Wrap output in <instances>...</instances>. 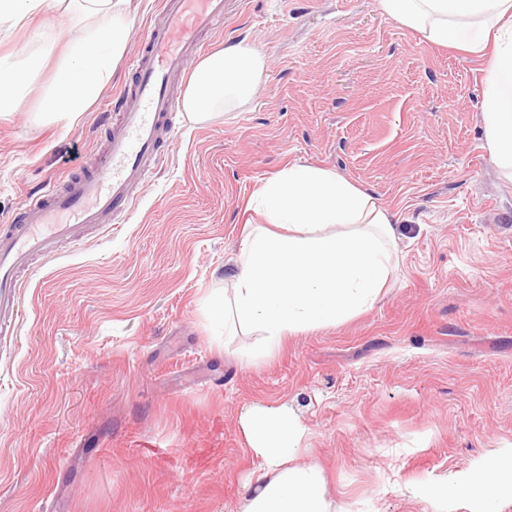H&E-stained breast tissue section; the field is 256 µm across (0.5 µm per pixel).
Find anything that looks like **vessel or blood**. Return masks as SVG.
<instances>
[{
	"label": "vessel or blood",
	"mask_w": 512,
	"mask_h": 512,
	"mask_svg": "<svg viewBox=\"0 0 512 512\" xmlns=\"http://www.w3.org/2000/svg\"><path fill=\"white\" fill-rule=\"evenodd\" d=\"M231 0H161L130 63V79L112 100L104 157L89 169L52 180L27 195L12 223L0 226V324L21 315V286L34 260L80 249L90 229L109 227L134 208L136 190L153 178L181 110L177 83L187 82L206 35Z\"/></svg>",
	"instance_id": "vessel-or-blood-1"
}]
</instances>
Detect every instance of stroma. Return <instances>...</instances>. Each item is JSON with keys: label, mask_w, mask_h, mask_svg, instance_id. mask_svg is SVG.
<instances>
[{"label": "stroma", "mask_w": 512, "mask_h": 512, "mask_svg": "<svg viewBox=\"0 0 512 512\" xmlns=\"http://www.w3.org/2000/svg\"><path fill=\"white\" fill-rule=\"evenodd\" d=\"M0 119V225L98 158L126 65L73 124L42 122L69 38ZM248 38L256 99L175 133L118 229L38 262L0 329V512H239L256 467L241 420L288 408L299 459L350 512H431L406 488L512 448V180L483 148L480 65L377 0H235L207 50ZM399 215L370 311L289 337L264 364L205 299L235 270L245 209L291 162Z\"/></svg>", "instance_id": "stroma-1"}]
</instances>
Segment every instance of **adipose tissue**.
Segmentation results:
<instances>
[{
    "mask_svg": "<svg viewBox=\"0 0 512 512\" xmlns=\"http://www.w3.org/2000/svg\"><path fill=\"white\" fill-rule=\"evenodd\" d=\"M382 11L440 46L483 66L485 149L512 180V0H379ZM130 0H0V37L10 38L48 6L74 16L75 36L52 86L39 96L40 116L73 123L110 81L132 20ZM55 44L35 34L17 58L0 57V116L32 89ZM265 54L241 39L200 59L182 108L194 123L251 103L266 79ZM252 225L230 288L207 301L212 323L257 332V366L288 336L333 325L372 309L393 272L397 213L336 171L293 162L269 179L249 204ZM260 464L240 512H347L327 494L322 470L298 462L304 430L287 409L256 406L242 420ZM512 493V448L475 461L442 482L420 484L432 512H498Z\"/></svg>",
    "mask_w": 512,
    "mask_h": 512,
    "instance_id": "obj_1",
    "label": "adipose tissue"
}]
</instances>
